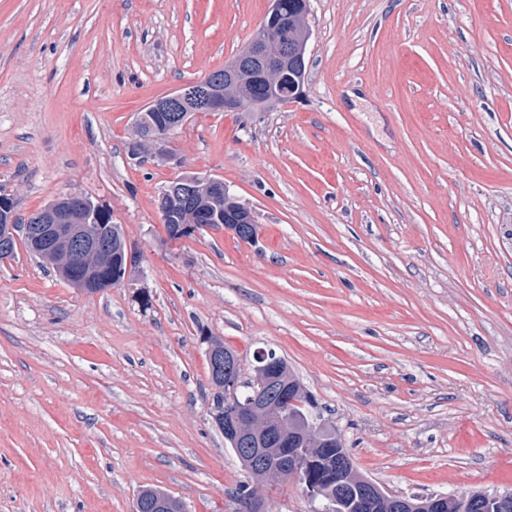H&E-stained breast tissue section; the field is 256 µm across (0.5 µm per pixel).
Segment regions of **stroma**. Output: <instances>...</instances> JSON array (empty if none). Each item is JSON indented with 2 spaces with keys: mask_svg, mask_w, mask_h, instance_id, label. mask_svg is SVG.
Listing matches in <instances>:
<instances>
[{
  "mask_svg": "<svg viewBox=\"0 0 512 512\" xmlns=\"http://www.w3.org/2000/svg\"><path fill=\"white\" fill-rule=\"evenodd\" d=\"M270 7L0 0V187L22 218L84 194L141 255L96 294L0 262V512H133L145 487L235 512L205 335L247 379L284 357L388 491L512 489V0H311L299 99L194 114L181 165L130 159L137 113ZM183 171L252 208L257 244L168 240Z\"/></svg>",
  "mask_w": 512,
  "mask_h": 512,
  "instance_id": "obj_1",
  "label": "stroma"
}]
</instances>
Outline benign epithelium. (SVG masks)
<instances>
[{
  "instance_id": "7a95c632",
  "label": "benign epithelium",
  "mask_w": 512,
  "mask_h": 512,
  "mask_svg": "<svg viewBox=\"0 0 512 512\" xmlns=\"http://www.w3.org/2000/svg\"><path fill=\"white\" fill-rule=\"evenodd\" d=\"M306 35L281 24L279 8L272 5L269 18L257 29L244 47V52L222 71L212 72L209 81H194L153 101L149 108L167 111L166 128L152 132L147 140L155 153L178 162L172 148L171 136L183 120L182 108L192 103L201 108L237 109L248 101L245 95L220 92L219 86L234 87L245 71L254 73L262 84H278L282 70L291 60L307 68L304 41ZM0 190V260L12 257L13 246L20 237L29 236L33 250L41 256L65 252V270L75 286L88 293H98L106 281L98 277L93 259L103 254L106 244L100 227L88 223V215L77 214L67 206L51 205L35 215L31 225L14 223L9 202ZM239 224H255L252 211L247 208L224 210V227L234 229ZM216 389L224 392L221 407H211L210 415L216 428L229 445L246 463L252 477L273 487L292 480L300 484L311 502L313 512H366L372 502L381 503L395 512H447L448 500L453 498L465 505L477 498L492 504L495 512H512V490L504 492L458 491L453 494L406 496L389 492L377 482L362 477L342 478L336 489H324L313 470L309 448H290L288 441L305 438V431L288 432L281 426L278 408L269 400L274 394L286 395L287 402L300 404L303 391L286 381L278 373L282 359L273 350L259 349L254 354V375L244 380L236 354L224 351L217 342L209 343Z\"/></svg>"
}]
</instances>
